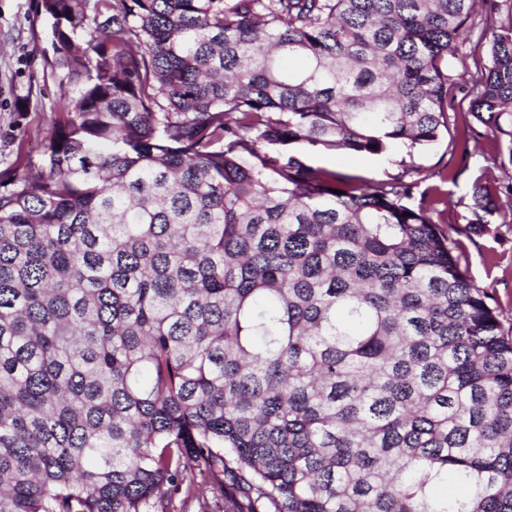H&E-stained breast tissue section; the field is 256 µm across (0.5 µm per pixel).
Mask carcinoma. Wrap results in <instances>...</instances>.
Wrapping results in <instances>:
<instances>
[{
	"mask_svg": "<svg viewBox=\"0 0 512 512\" xmlns=\"http://www.w3.org/2000/svg\"><path fill=\"white\" fill-rule=\"evenodd\" d=\"M477 7L470 111L512 159V0H41L80 98L0 171V512L162 510L198 472L224 512H512V336L439 189L288 151L436 142Z\"/></svg>",
	"mask_w": 512,
	"mask_h": 512,
	"instance_id": "obj_1",
	"label": "carcinoma"
}]
</instances>
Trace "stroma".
<instances>
[{
  "instance_id": "1",
  "label": "stroma",
  "mask_w": 512,
  "mask_h": 512,
  "mask_svg": "<svg viewBox=\"0 0 512 512\" xmlns=\"http://www.w3.org/2000/svg\"><path fill=\"white\" fill-rule=\"evenodd\" d=\"M497 18L476 13L462 47L467 73L448 90L449 129L431 148L410 157L419 189L443 184L448 193L444 230L457 243L455 254L464 274L491 296L503 329L512 328V216L485 214L482 229L466 224L478 176L487 175L498 188L512 185V163L504 161L489 127L470 112L472 76L488 65L487 44ZM51 21L39 0H0V171L37 170L42 144L58 113L61 97H76L53 65ZM298 154L307 164L363 182L386 181L401 172L404 150L388 155L323 150L305 145ZM195 496L171 493L166 512H224V500L197 476Z\"/></svg>"
}]
</instances>
